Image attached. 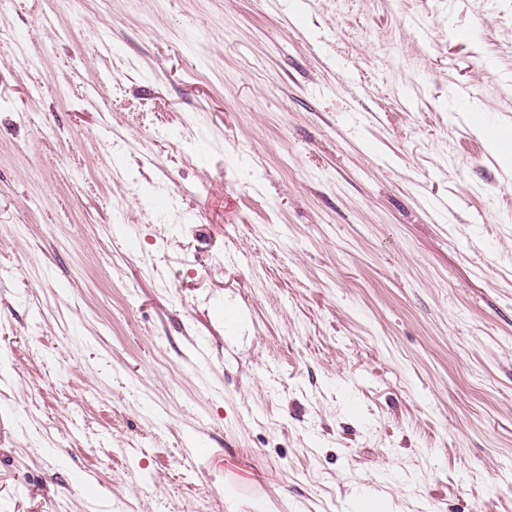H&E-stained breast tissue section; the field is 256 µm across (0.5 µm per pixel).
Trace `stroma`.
<instances>
[{
  "instance_id": "35a3bbf8",
  "label": "stroma",
  "mask_w": 512,
  "mask_h": 512,
  "mask_svg": "<svg viewBox=\"0 0 512 512\" xmlns=\"http://www.w3.org/2000/svg\"><path fill=\"white\" fill-rule=\"evenodd\" d=\"M490 124L512 0H14L0 512H512Z\"/></svg>"
}]
</instances>
